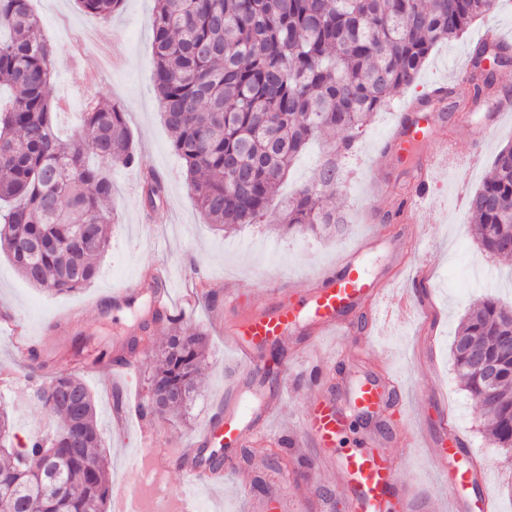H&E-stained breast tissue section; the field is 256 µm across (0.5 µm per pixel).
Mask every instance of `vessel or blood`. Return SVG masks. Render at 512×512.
Returning <instances> with one entry per match:
<instances>
[{"instance_id":"obj_1","label":"vessel or blood","mask_w":512,"mask_h":512,"mask_svg":"<svg viewBox=\"0 0 512 512\" xmlns=\"http://www.w3.org/2000/svg\"><path fill=\"white\" fill-rule=\"evenodd\" d=\"M418 101H411L399 109L391 138L384 142L373 164L383 168L388 159L401 147L417 146L431 137L429 122L408 126L407 119L421 112ZM452 145L438 141L433 153L419 157L415 163L413 190L401 203V211L410 214L422 207L436 192L432 171L437 157L451 153ZM161 283L162 290L153 298V310L161 318L175 317L169 296L171 283L163 264H156L150 278H136L113 289V308H131L145 295L152 283ZM391 282L384 276H372L360 261L359 253L345 257L335 269L319 277L312 288L295 292L288 287L268 289L267 301L258 308L243 309L239 317L225 321L224 310L237 306L235 296L224 298V305L212 309L211 317L224 327V340L237 354L241 366L249 371H259L261 356L285 343L296 335L302 323H310L313 335L308 345H316L317 338L328 331L348 335L351 324L346 320L348 311L359 305L373 304ZM398 383H386L368 378L352 386L349 393L351 406L363 414L387 413ZM272 406H265L252 421H245L239 409L220 408L202 426L191 447L178 452L177 464L191 484L217 485L222 476L221 464L209 463L202 451L206 448H223L232 454L240 447L247 432L259 431L272 416ZM346 426L343 411L335 400L326 396L314 397L301 421L302 432L315 448V456L301 457L302 466H325L331 471L336 487L346 489V512H433V502L447 496L450 512H462L463 493L480 474L475 457H468L465 465L452 466L463 444L460 437H452L448 447L437 448L441 462L448 465V481L443 492L430 491L402 482L397 477V463L393 456L380 448L379 439L372 438L358 449L340 453L336 442ZM251 512H309L308 499L297 498L295 505H288L280 497L250 502Z\"/></svg>"}]
</instances>
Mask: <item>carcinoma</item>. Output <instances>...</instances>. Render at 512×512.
<instances>
[{
    "mask_svg": "<svg viewBox=\"0 0 512 512\" xmlns=\"http://www.w3.org/2000/svg\"><path fill=\"white\" fill-rule=\"evenodd\" d=\"M102 17L123 0H77ZM496 0H156L154 86L161 117L190 176L197 205L221 231L258 224L293 162L330 132L344 136L313 181L284 204L290 232L333 236L341 215L329 207L344 182L337 159L354 150L372 114L410 87L431 50L457 38ZM51 48L40 36L30 0H0V247L31 284L55 293L89 286L96 258L109 247L115 214L109 169L136 162L125 113L116 103L85 113L73 140L55 125L49 95ZM503 65L512 52L487 41L474 48L465 77L439 101L476 107L495 90L483 62ZM147 204L163 203L149 175ZM468 223L493 259H512V145L469 201ZM147 378L144 413L187 406L206 357L203 333L169 320ZM457 372L481 404L496 447L512 461V310L492 297L461 321L452 344ZM497 369L487 385L477 369ZM122 359L112 345L78 336L63 360L88 367ZM37 398L62 424L14 446L0 410V512H107L112 488L100 462L93 396L77 372L58 370Z\"/></svg>",
    "mask_w": 512,
    "mask_h": 512,
    "instance_id": "cac0c4a2",
    "label": "carcinoma"
}]
</instances>
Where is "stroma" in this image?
Masks as SVG:
<instances>
[{
    "instance_id": "obj_1",
    "label": "stroma",
    "mask_w": 512,
    "mask_h": 512,
    "mask_svg": "<svg viewBox=\"0 0 512 512\" xmlns=\"http://www.w3.org/2000/svg\"><path fill=\"white\" fill-rule=\"evenodd\" d=\"M41 32L50 45L51 95L61 107L56 125L62 138L76 134L82 115L101 101L118 103L130 127L138 158L135 168L112 170V196L117 224L112 227L109 250L98 259L99 275L91 286L77 292L54 294L29 284L0 251V315L9 314L27 324L29 336L49 349L59 350L61 338L52 322L77 306H85L80 335L115 339L134 322L132 313L117 314L104 307H89V300L107 296L113 286L148 273L163 261L177 286L193 283L195 268L213 276L217 295L233 291L242 303L263 305L264 284L285 281L293 288H308L315 276L370 237L381 240L370 253L375 270L393 281L387 302L402 293H418L429 314L411 310L406 321L388 325L369 321L370 309L353 314L358 328L349 336H327L323 357L332 368L322 389L341 394L348 377L370 373H396L402 379L390 422L392 437L384 449L398 461L397 475L406 483L432 487L436 467L431 439H443L438 420L440 396H447L453 423L482 465L496 512H512V469L504 468L500 449L485 437L481 406L463 390L454 363L452 341L469 309L486 295L512 307V265L489 258L469 232L467 205L460 197L477 189L489 173L497 153L512 144V112L505 114L481 143L457 127L450 116L437 121L432 131L447 138L455 150L446 165L436 166L441 184L429 209L412 214L414 246L392 250L400 225L388 215L411 191V168L396 162L372 172L376 147L391 134V109L377 112L365 127L358 149L343 161L346 182L336 198L345 218L343 230L325 240L311 234L287 232L280 222L282 200L308 182L323 153L312 143L294 165L281 187L277 203L262 223L242 230L215 231L198 209L188 186L186 171L172 146V136L160 119V102L154 88V0H124L107 18L83 12L76 0H31ZM472 32L435 46L419 71L410 94H422L433 85L452 84L464 76L473 50ZM157 173L166 186V200L156 209L142 203L144 172ZM185 330L205 333L208 357L199 379V393L185 418L157 417L114 421L113 393L122 388L129 397L143 398L152 353L140 346L132 370L104 366L83 373L95 400L97 427L110 480H123L131 489L150 495L142 478L150 460L149 448L140 443L142 430L153 432L158 447L176 449L189 444L215 411L232 382H239V403H256L255 389L269 384L277 394V411L265 437L250 440L248 459L237 460L238 471L252 480L241 483L236 473H225L223 485L202 492L198 512H247L248 503L279 494L278 469L269 458L282 436L298 425L306 412L312 387L296 380L266 381L263 375L236 379L237 359L213 323L210 307L197 300L183 320ZM38 380L26 362L18 360L10 331L0 324V408L7 410L17 438L46 435L59 419L48 413L36 396ZM418 436V447L407 444Z\"/></svg>"
}]
</instances>
